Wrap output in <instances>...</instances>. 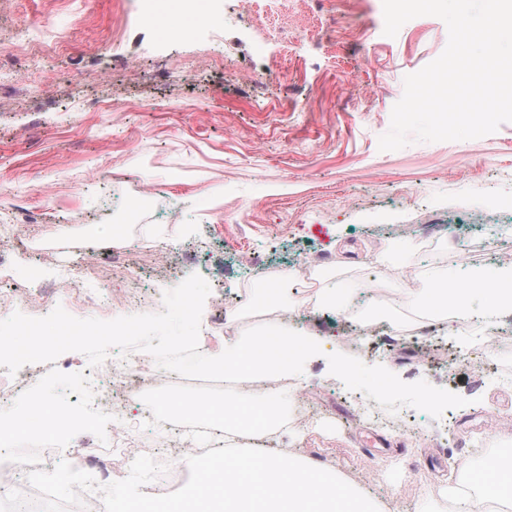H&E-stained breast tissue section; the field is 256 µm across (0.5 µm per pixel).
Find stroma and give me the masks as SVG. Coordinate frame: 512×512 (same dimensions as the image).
Segmentation results:
<instances>
[{
    "label": "stroma",
    "instance_id": "obj_1",
    "mask_svg": "<svg viewBox=\"0 0 512 512\" xmlns=\"http://www.w3.org/2000/svg\"><path fill=\"white\" fill-rule=\"evenodd\" d=\"M113 8L0 0V291L45 287L64 266L111 270L122 247L156 313L164 291L200 274L213 354L225 307L238 335L283 323L325 340L286 390L315 424L274 430L270 451L343 477L379 512H452L467 495L501 512L477 469L512 448V347L485 349L481 328L453 311L425 318L405 292L435 272L463 289L472 269L512 267V122L378 148L405 76L445 49V23L420 16L389 37L382 0H295L286 13L279 0H208L198 15L162 0L146 23L126 4L116 37ZM36 29L61 37L60 52L17 49ZM163 192L182 212L157 207ZM302 258L317 287L373 291L392 323L356 344L350 312L301 295ZM281 271L278 304L237 285ZM89 369L67 352L32 386L77 413L59 444L80 470L108 459L86 435L109 440L114 425L83 407ZM362 400L391 407L406 432L368 424ZM369 438L385 449L368 451Z\"/></svg>",
    "mask_w": 512,
    "mask_h": 512
}]
</instances>
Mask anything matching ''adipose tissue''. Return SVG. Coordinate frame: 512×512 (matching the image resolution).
Segmentation results:
<instances>
[{"mask_svg": "<svg viewBox=\"0 0 512 512\" xmlns=\"http://www.w3.org/2000/svg\"><path fill=\"white\" fill-rule=\"evenodd\" d=\"M442 273H433L422 287L412 289L413 302L431 310H444L455 305L460 316H467L468 306L473 298L482 296L486 302L480 311L481 316L492 318L502 309L512 310V270L489 273L476 271L471 278V286L462 292L456 302H449L448 291L444 286Z\"/></svg>", "mask_w": 512, "mask_h": 512, "instance_id": "ef3b65f1", "label": "adipose tissue"}]
</instances>
